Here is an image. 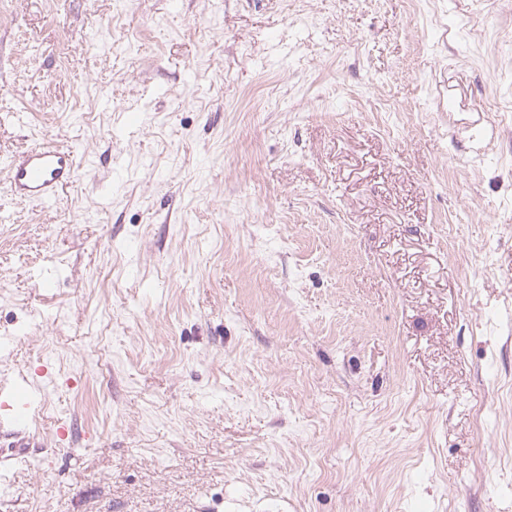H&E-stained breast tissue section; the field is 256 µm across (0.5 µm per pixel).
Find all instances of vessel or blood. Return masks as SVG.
Here are the masks:
<instances>
[{"mask_svg":"<svg viewBox=\"0 0 512 512\" xmlns=\"http://www.w3.org/2000/svg\"><path fill=\"white\" fill-rule=\"evenodd\" d=\"M8 171V186L14 196L50 204L74 182L75 158L67 148L38 144L11 161Z\"/></svg>","mask_w":512,"mask_h":512,"instance_id":"obj_1","label":"vessel or blood"}]
</instances>
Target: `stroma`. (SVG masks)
Returning <instances> with one entry per match:
<instances>
[{
  "instance_id": "stroma-1",
  "label": "stroma",
  "mask_w": 512,
  "mask_h": 512,
  "mask_svg": "<svg viewBox=\"0 0 512 512\" xmlns=\"http://www.w3.org/2000/svg\"><path fill=\"white\" fill-rule=\"evenodd\" d=\"M21 377L0 512H512V0H0ZM10 192L19 199L50 204L75 180V158L68 148L38 144L8 164Z\"/></svg>"
}]
</instances>
